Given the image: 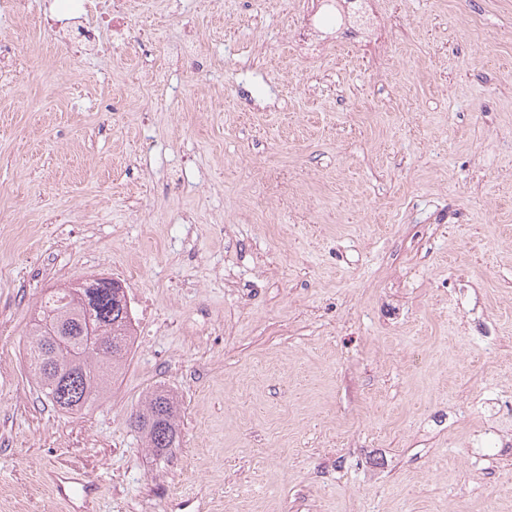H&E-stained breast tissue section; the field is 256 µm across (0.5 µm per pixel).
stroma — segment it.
<instances>
[{
	"mask_svg": "<svg viewBox=\"0 0 512 512\" xmlns=\"http://www.w3.org/2000/svg\"><path fill=\"white\" fill-rule=\"evenodd\" d=\"M376 6L389 54L318 59L298 0H125L73 59L0 12V512L70 465L96 512H512V0ZM100 276L136 341L61 412L25 332ZM178 411L176 399L166 390L156 389L129 418L130 427L141 435L153 456L167 457L172 448L178 447L181 437Z\"/></svg>",
	"mask_w": 512,
	"mask_h": 512,
	"instance_id": "stroma-1",
	"label": "stroma"
}]
</instances>
